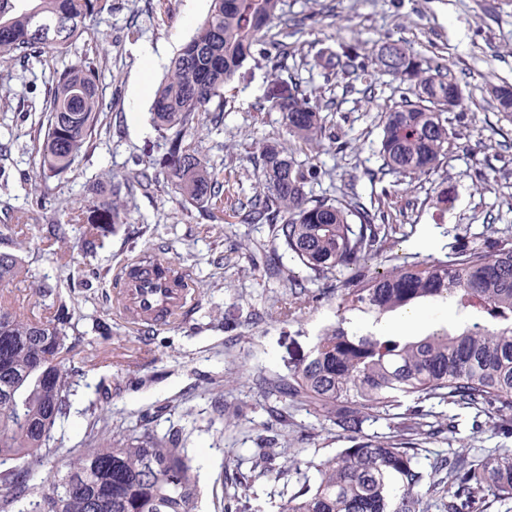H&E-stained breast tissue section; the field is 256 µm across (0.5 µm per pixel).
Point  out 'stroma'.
<instances>
[{
	"instance_id": "35a3bbf8",
	"label": "stroma",
	"mask_w": 512,
	"mask_h": 512,
	"mask_svg": "<svg viewBox=\"0 0 512 512\" xmlns=\"http://www.w3.org/2000/svg\"><path fill=\"white\" fill-rule=\"evenodd\" d=\"M208 9L209 0H112L111 16L53 57L51 66L0 64V252L20 254L29 270L26 281L10 287L19 305L39 314L52 298L66 301L73 314L69 333L81 339L69 362L71 415L53 434L58 464L80 448L83 410L97 401L112 431L145 425L160 437L180 433L199 468V512H224L229 459L267 447L286 465L325 459L340 446L329 423L304 410L290 409L288 419L274 426L266 412L275 399L262 379L287 376L308 354L321 327L335 319L336 290L326 281L311 283L315 306L292 319H275L287 289L254 264L271 249V227L241 223L234 213L235 202L256 191L254 167L263 144L289 139L280 113L271 108L265 58L254 55L225 88L222 124L199 131L202 157L224 172L223 218L175 197L166 182L148 191L135 185L125 197L127 222L109 226L93 253L77 247L89 222L66 225L71 251L63 263L46 225L30 221L20 236L13 221L28 209L38 172L33 131L42 119L51 68L80 59L88 42L109 54L100 86L112 109L101 116L93 149L55 189L64 206L75 207L106 176L130 174L160 152L149 121L154 90ZM281 23L296 28L287 38L282 86L330 102L327 126L339 142L335 149L297 155L317 170L308 185L313 197L343 191L378 201L401 227L386 254L402 262L443 259L470 243L491 251L512 240V120L496 110L488 93L489 84L512 85V0H283ZM132 27L138 36H129ZM392 40L447 65L464 89L462 112L450 115L456 137L446 163L409 187L381 174L377 152L378 116L399 101L403 85L379 76L369 99L361 81L324 76L315 64L326 47L371 50ZM437 187L447 190V204L437 203ZM142 253L174 260L201 283L186 319L143 337L109 304L116 267ZM43 282L52 296L37 294ZM102 384L111 388L105 400L98 395ZM482 448H512V439L488 427L473 431L465 415L457 433L430 444L427 453ZM237 494L239 512H279L287 498L283 482L272 475L247 478Z\"/></svg>"
}]
</instances>
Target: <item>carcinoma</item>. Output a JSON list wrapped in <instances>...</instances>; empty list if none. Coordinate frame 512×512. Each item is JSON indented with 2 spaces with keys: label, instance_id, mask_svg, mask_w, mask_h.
<instances>
[{
  "label": "carcinoma",
  "instance_id": "carcinoma-1",
  "mask_svg": "<svg viewBox=\"0 0 512 512\" xmlns=\"http://www.w3.org/2000/svg\"><path fill=\"white\" fill-rule=\"evenodd\" d=\"M283 0H210L209 11L181 45L156 87L150 122L163 152L135 174L150 185L163 174L183 200L213 214L224 212V177L200 157L189 139L204 121L223 112L224 100L242 65L263 39L271 45L288 29L273 31ZM112 14V0H0V61L28 63L62 54L86 31L87 21ZM318 66L329 74L353 75L375 96V75L407 86V96L380 114L381 173L403 180L434 172L455 136L448 114L461 106L455 73L433 64L403 41H390L365 63L354 47L323 48ZM99 65L84 58L54 70L45 119L37 142L40 185L32 210L62 227L82 221L80 208L63 209L49 187L93 148L101 113L112 108L99 87ZM498 111L512 117V88L489 85ZM322 104L295 89L276 98L292 140L268 144L261 153L257 191L235 212L244 224H270L274 239L305 269L300 278L276 263L266 273L288 282V302L278 311L293 318L317 301L306 283L334 280L340 288L336 321L316 336L309 355L286 377L266 382L270 393L331 422L345 446L319 462L282 467L274 449L251 458L260 475L288 478L303 473L280 512H489L512 502V449L472 456L451 451L422 463L423 445L454 434L462 414L478 426L512 436V243L494 251L462 246L446 260L385 265L380 261L386 224L381 208L343 193L313 200L307 185L316 170L296 159L304 149L333 147ZM107 194L95 195L101 211L98 233L84 241L97 247L111 224H124L122 189L129 178L107 177ZM22 259L0 252V287L27 278ZM452 300L479 321L412 337L382 328L396 312ZM71 314L59 303L28 316L0 292V512H199L198 467L180 439L145 429L102 437L87 434L65 463L66 472L44 487L34 482L51 463L49 442L71 412L72 380L65 364L80 343L70 336ZM446 404L451 411H433ZM384 420L389 433L365 432Z\"/></svg>",
  "mask_w": 512,
  "mask_h": 512
}]
</instances>
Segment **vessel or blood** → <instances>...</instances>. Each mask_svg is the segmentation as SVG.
Listing matches in <instances>:
<instances>
[{
  "label": "vessel or blood",
  "instance_id": "vessel-or-blood-1",
  "mask_svg": "<svg viewBox=\"0 0 512 512\" xmlns=\"http://www.w3.org/2000/svg\"><path fill=\"white\" fill-rule=\"evenodd\" d=\"M119 276L126 285L112 291V312L137 333L177 323L195 303L194 295L178 285L184 271L164 256L137 255L121 265Z\"/></svg>",
  "mask_w": 512,
  "mask_h": 512
}]
</instances>
